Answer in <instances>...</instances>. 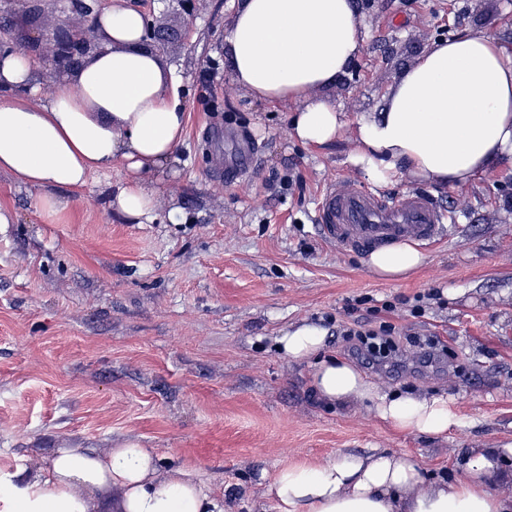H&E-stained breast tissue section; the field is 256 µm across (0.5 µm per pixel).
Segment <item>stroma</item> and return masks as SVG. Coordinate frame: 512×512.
Returning <instances> with one entry per match:
<instances>
[{
	"instance_id": "35a3bbf8",
	"label": "stroma",
	"mask_w": 512,
	"mask_h": 512,
	"mask_svg": "<svg viewBox=\"0 0 512 512\" xmlns=\"http://www.w3.org/2000/svg\"><path fill=\"white\" fill-rule=\"evenodd\" d=\"M142 12L187 98L175 161L148 175L158 196L146 224L108 209L123 165L70 194L57 223L38 192L0 174V469L31 472L58 448L104 451L136 442L165 469L194 467L224 512H276L265 495L280 467L380 449L415 459L426 481L456 482L474 448L512 447V157L459 188L410 176L385 195L420 191L455 216L407 277L373 274L367 255L321 240L324 190L365 185L347 158L350 134L309 148L289 133L293 105L253 99L231 83L224 29L234 0L116 2ZM359 57L325 94L347 121L378 112L394 78L434 41L485 31L512 47V0H355ZM70 0H0V47L43 60L40 39L81 25ZM257 158L222 175L243 148ZM313 322L325 353L387 393L448 398L460 418L442 438L402 433L370 403L319 401L313 364L275 339ZM397 339L439 337L430 363L407 346L398 368L355 351L354 324Z\"/></svg>"
}]
</instances>
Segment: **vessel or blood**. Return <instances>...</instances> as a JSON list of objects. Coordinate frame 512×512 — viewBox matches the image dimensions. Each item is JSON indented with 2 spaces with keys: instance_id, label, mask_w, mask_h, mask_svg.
<instances>
[{
  "instance_id": "obj_1",
  "label": "vessel or blood",
  "mask_w": 512,
  "mask_h": 512,
  "mask_svg": "<svg viewBox=\"0 0 512 512\" xmlns=\"http://www.w3.org/2000/svg\"><path fill=\"white\" fill-rule=\"evenodd\" d=\"M321 238L352 253L438 243L452 216L426 194L390 198L355 184L329 186L316 209Z\"/></svg>"
}]
</instances>
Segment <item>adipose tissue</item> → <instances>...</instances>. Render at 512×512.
I'll list each match as a JSON object with an SVG mask.
<instances>
[{
  "label": "adipose tissue",
  "instance_id": "ef3b65f1",
  "mask_svg": "<svg viewBox=\"0 0 512 512\" xmlns=\"http://www.w3.org/2000/svg\"><path fill=\"white\" fill-rule=\"evenodd\" d=\"M95 22L101 47L43 98L36 60L0 50V173L38 189L36 210L46 224L68 209L67 191L118 162L130 177L112 207L152 220L157 199L145 177L170 162L183 140L187 102L143 45L145 16L115 6ZM362 26L353 0H241L224 30L231 81L254 99L295 104L291 133L303 145H326L351 128L350 161L376 184L407 173L461 187L512 156V53L482 31L434 42L389 87L381 111L347 124L322 91L359 55ZM422 261L419 250L401 244L373 252L369 266L399 278ZM276 344L291 359H316L311 387L328 404L370 401L403 433L442 437L459 423L446 398L380 392L348 361L324 357L319 325H301ZM510 455L472 449L457 483L428 486L410 457L344 455L281 468L266 495L277 512H512V498L490 488L512 482V471L498 464ZM108 488L120 494L116 512H224L190 469L165 474L159 456L134 443L104 452L56 449L28 480L0 470L8 512H92L95 495Z\"/></svg>",
  "mask_w": 512,
  "mask_h": 512
}]
</instances>
